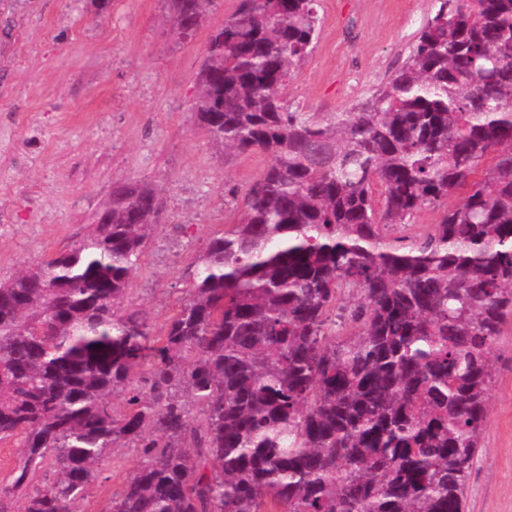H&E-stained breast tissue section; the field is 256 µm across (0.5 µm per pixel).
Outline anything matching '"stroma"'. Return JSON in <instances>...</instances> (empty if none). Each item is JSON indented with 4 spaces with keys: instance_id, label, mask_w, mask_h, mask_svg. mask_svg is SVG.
<instances>
[{
    "instance_id": "stroma-1",
    "label": "stroma",
    "mask_w": 512,
    "mask_h": 512,
    "mask_svg": "<svg viewBox=\"0 0 512 512\" xmlns=\"http://www.w3.org/2000/svg\"><path fill=\"white\" fill-rule=\"evenodd\" d=\"M314 50L286 89L303 112H350L401 68L432 0H320ZM222 0L193 38L164 0H0V280L78 245L121 183L162 205L128 293L163 331L188 269L223 232L268 163L224 151L190 103L209 33L236 10ZM494 382L464 512H512V317L493 358ZM111 451L76 512H104L138 465Z\"/></svg>"
}]
</instances>
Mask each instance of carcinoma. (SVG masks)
Returning <instances> with one entry per match:
<instances>
[{
    "label": "carcinoma",
    "mask_w": 512,
    "mask_h": 512,
    "mask_svg": "<svg viewBox=\"0 0 512 512\" xmlns=\"http://www.w3.org/2000/svg\"><path fill=\"white\" fill-rule=\"evenodd\" d=\"M170 2L188 39L221 0ZM435 2L370 102L323 118L285 97L319 0H239L211 32L191 111L269 163L161 335L126 303L147 185L0 282V443L23 448L0 512H74L124 447L104 512H463L512 314V0Z\"/></svg>",
    "instance_id": "cac0c4a2"
}]
</instances>
